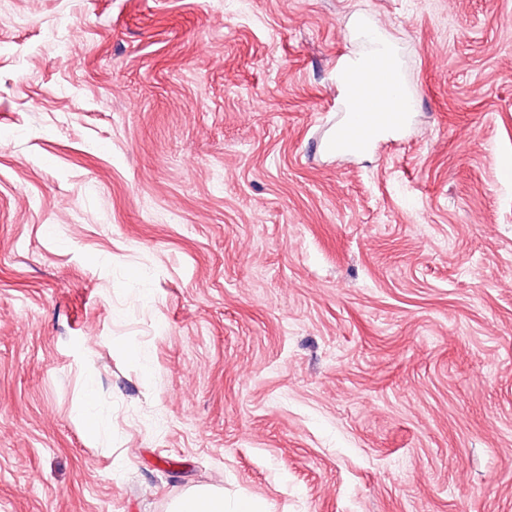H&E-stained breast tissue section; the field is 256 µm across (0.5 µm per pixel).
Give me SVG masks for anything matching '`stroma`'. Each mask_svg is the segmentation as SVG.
Wrapping results in <instances>:
<instances>
[{"mask_svg": "<svg viewBox=\"0 0 512 512\" xmlns=\"http://www.w3.org/2000/svg\"><path fill=\"white\" fill-rule=\"evenodd\" d=\"M508 161L512 0H0V512H512ZM378 55H394L397 58V66L396 69L399 72V59L397 56V53L395 49L392 47V44L383 36H377L372 39L371 41V47L368 51L365 53H362L359 57V59H371L373 57H376ZM387 61L384 57L378 56L376 57L370 67L372 69L378 70L379 72L383 73L386 69ZM386 84L390 89L384 104L379 98H368V112H343L328 141L327 147L330 151L341 156H360L379 129L388 126L402 127L405 124V113L390 112H411V97L395 80ZM383 106L385 112H381ZM175 512H226L224 497L208 492L197 491L182 498L174 509Z\"/></svg>", "mask_w": 512, "mask_h": 512, "instance_id": "1", "label": "stroma"}]
</instances>
